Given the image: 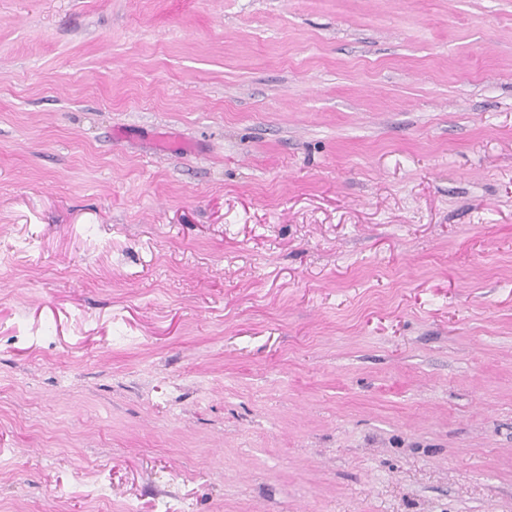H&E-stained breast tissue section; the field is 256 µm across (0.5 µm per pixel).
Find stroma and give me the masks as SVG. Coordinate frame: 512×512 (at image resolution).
<instances>
[{
    "label": "stroma",
    "instance_id": "obj_1",
    "mask_svg": "<svg viewBox=\"0 0 512 512\" xmlns=\"http://www.w3.org/2000/svg\"><path fill=\"white\" fill-rule=\"evenodd\" d=\"M0 512H512V0H0Z\"/></svg>",
    "mask_w": 512,
    "mask_h": 512
}]
</instances>
